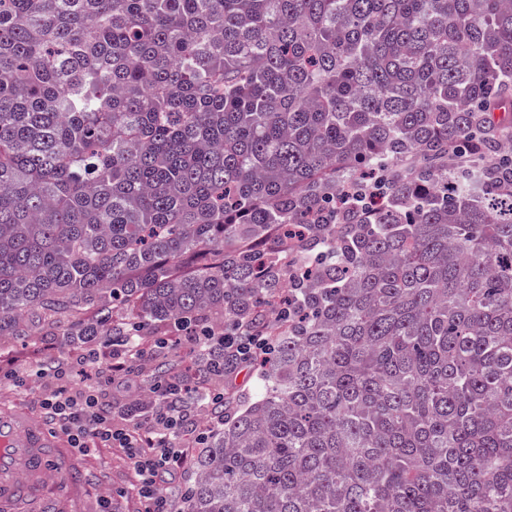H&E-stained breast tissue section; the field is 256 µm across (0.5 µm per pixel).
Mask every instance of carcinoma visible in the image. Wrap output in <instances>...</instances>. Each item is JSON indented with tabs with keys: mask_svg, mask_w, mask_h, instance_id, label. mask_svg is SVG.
<instances>
[{
	"mask_svg": "<svg viewBox=\"0 0 512 512\" xmlns=\"http://www.w3.org/2000/svg\"><path fill=\"white\" fill-rule=\"evenodd\" d=\"M244 324L175 512H512V0H0V339Z\"/></svg>",
	"mask_w": 512,
	"mask_h": 512,
	"instance_id": "cac0c4a2",
	"label": "carcinoma"
}]
</instances>
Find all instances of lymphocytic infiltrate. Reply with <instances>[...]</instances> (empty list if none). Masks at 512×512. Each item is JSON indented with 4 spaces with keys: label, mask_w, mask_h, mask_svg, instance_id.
<instances>
[{
    "label": "lymphocytic infiltrate",
    "mask_w": 512,
    "mask_h": 512,
    "mask_svg": "<svg viewBox=\"0 0 512 512\" xmlns=\"http://www.w3.org/2000/svg\"><path fill=\"white\" fill-rule=\"evenodd\" d=\"M198 354L206 355L216 347H223L242 361L270 353L272 339L254 333L250 328L240 329L238 335L195 336L191 339ZM144 353L136 337H126L120 348L107 355L89 349L74 354L65 367L56 372L60 388L43 399L42 407L58 427L67 435L71 448L83 456L94 454L101 448H117L129 463L128 485L141 504V512H174L173 503L163 485V475H180L190 453L191 444L201 443L207 429L196 426L184 433L183 412L175 405L180 395L178 384L152 383L155 410L140 416L137 406H129L127 413L133 425L119 426L112 420V403L99 387L71 388L64 381L74 368H85L106 357L113 374L137 371Z\"/></svg>",
    "instance_id": "lymphocytic-infiltrate-1"
}]
</instances>
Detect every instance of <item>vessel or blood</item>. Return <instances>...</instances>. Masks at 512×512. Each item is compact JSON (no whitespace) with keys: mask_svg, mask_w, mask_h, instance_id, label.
<instances>
[{"mask_svg":"<svg viewBox=\"0 0 512 512\" xmlns=\"http://www.w3.org/2000/svg\"><path fill=\"white\" fill-rule=\"evenodd\" d=\"M54 435L18 411L0 412V506L28 498L34 512H54L45 476L56 467Z\"/></svg>","mask_w":512,"mask_h":512,"instance_id":"1","label":"vessel or blood"}]
</instances>
